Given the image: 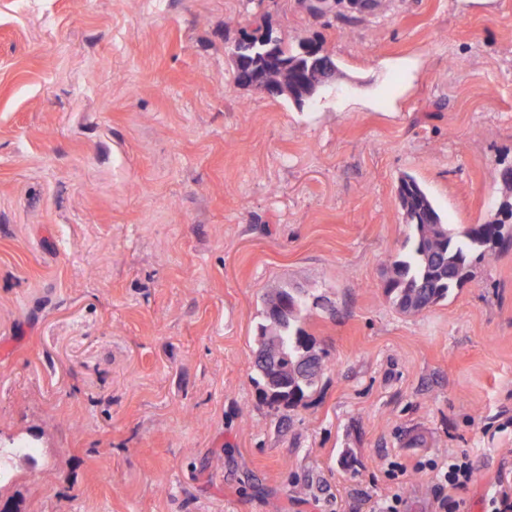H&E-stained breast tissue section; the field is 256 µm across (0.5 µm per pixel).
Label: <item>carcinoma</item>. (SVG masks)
I'll list each match as a JSON object with an SVG mask.
<instances>
[{"label": "carcinoma", "instance_id": "obj_1", "mask_svg": "<svg viewBox=\"0 0 512 512\" xmlns=\"http://www.w3.org/2000/svg\"><path fill=\"white\" fill-rule=\"evenodd\" d=\"M305 41L289 43L270 30L256 33L252 40H236L230 49L241 65L235 68L238 83H245L248 72L257 74L266 86H288L282 98L301 109L329 84L314 75V60L304 52ZM398 200L405 224L409 228L405 248L388 258L389 276L384 293L403 312L420 313L448 297L472 277L473 265L491 263L497 257L494 246L512 245V228L499 224H447L432 199L410 175L398 183ZM288 296V314L274 318L275 299ZM305 300L282 290L265 301L264 322L258 338L278 336L277 343L264 347L258 343L256 354L277 360L281 373L268 370L260 361L255 368L262 382V394L269 404L295 407L311 392L320 374L307 375L299 366L302 345L313 343L301 326Z\"/></svg>", "mask_w": 512, "mask_h": 512}]
</instances>
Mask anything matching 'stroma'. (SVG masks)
<instances>
[{"instance_id": "35a3bbf8", "label": "stroma", "mask_w": 512, "mask_h": 512, "mask_svg": "<svg viewBox=\"0 0 512 512\" xmlns=\"http://www.w3.org/2000/svg\"><path fill=\"white\" fill-rule=\"evenodd\" d=\"M342 69L303 108L243 86L241 30ZM512 0H0V442L14 512H437L416 461L512 469V249L420 313L382 285L408 173L451 224L512 225ZM302 292L303 405L253 367ZM350 450L351 464L340 463ZM408 464L388 477L390 462Z\"/></svg>"}]
</instances>
